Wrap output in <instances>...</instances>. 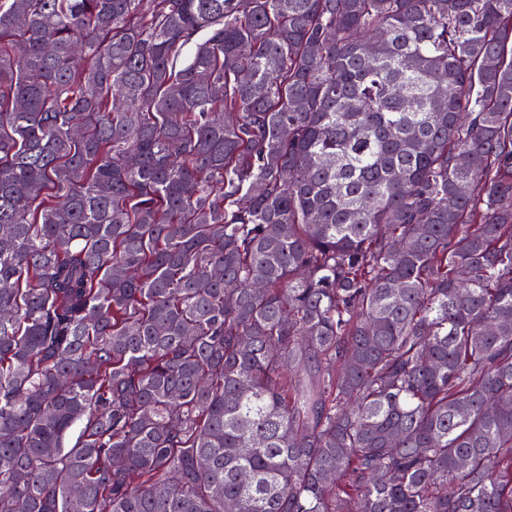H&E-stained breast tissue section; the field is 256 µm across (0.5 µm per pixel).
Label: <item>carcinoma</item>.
I'll return each instance as SVG.
<instances>
[{"mask_svg":"<svg viewBox=\"0 0 512 512\" xmlns=\"http://www.w3.org/2000/svg\"><path fill=\"white\" fill-rule=\"evenodd\" d=\"M230 503L512 512V0H0V512Z\"/></svg>","mask_w":512,"mask_h":512,"instance_id":"obj_1","label":"carcinoma"}]
</instances>
